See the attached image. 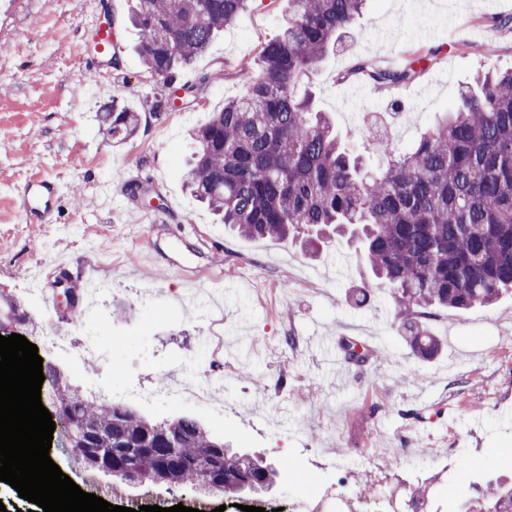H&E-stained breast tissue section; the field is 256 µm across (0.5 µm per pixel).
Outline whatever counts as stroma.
Here are the masks:
<instances>
[{
  "label": "stroma",
  "instance_id": "stroma-1",
  "mask_svg": "<svg viewBox=\"0 0 512 512\" xmlns=\"http://www.w3.org/2000/svg\"><path fill=\"white\" fill-rule=\"evenodd\" d=\"M134 0H0V308L13 299L38 333L51 328L77 345L100 337L88 365L41 351L67 384L90 392L111 382L114 401L158 422L194 416L221 440L269 460L297 456L300 474L261 494L266 512H303L307 482L333 492L375 494L360 512H383V492L426 490L425 512H448L487 482L512 481V293L488 307L439 309L422 325L443 341L432 361L409 351L393 306L375 290L366 305L351 297L371 273L339 237L320 257L293 242L232 233L184 188L190 134L244 86L233 74L278 34L288 0H261L219 33L177 75L194 83L221 71L189 106L169 110L163 81L144 66L129 22ZM512 0H367L334 53L303 78L316 110L352 133L375 122L412 146L435 114L457 105L461 86L481 69H512ZM112 24V56L91 39ZM437 54L409 87L381 91L345 80L356 56L401 66L415 50ZM139 112L135 137L110 143L100 115L112 105ZM91 157L80 164L76 153ZM45 177L59 187L34 224L23 218V191ZM149 187L155 206L125 193ZM110 250L98 276L109 289L68 307L54 282L82 276L96 252ZM224 342L231 366L217 398L223 410L192 400L150 398L159 375L184 378ZM351 336L380 358L336 377L331 349ZM50 458L77 485L114 482L75 465L62 430Z\"/></svg>",
  "mask_w": 512,
  "mask_h": 512
}]
</instances>
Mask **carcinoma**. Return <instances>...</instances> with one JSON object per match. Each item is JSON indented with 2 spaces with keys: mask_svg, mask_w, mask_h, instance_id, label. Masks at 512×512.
<instances>
[{
  "mask_svg": "<svg viewBox=\"0 0 512 512\" xmlns=\"http://www.w3.org/2000/svg\"><path fill=\"white\" fill-rule=\"evenodd\" d=\"M365 0H288L282 34L261 47L253 67L235 76L246 94L192 133L194 152L186 187L222 216L239 236L292 240L317 256L323 239L349 234L373 281L386 288L407 345L421 359L440 343L420 317L433 309L467 310L512 290V70L480 71L459 93V105L404 149L365 123L357 141L375 143L385 157L365 168L329 119L312 109L310 94L298 93L302 77L315 71L360 15ZM250 0H136L131 22L139 30L137 51L154 75L165 78L166 96L189 100L219 81L214 71L192 85H175L176 71L203 54L214 36L235 23ZM429 49L401 68L358 58L343 75H358L379 88L408 86ZM102 122L119 142L138 131L137 112L112 106ZM52 405L73 411L103 447L141 448L133 466L155 484L199 485L212 481L205 466L224 449V494H238L237 479L250 472L257 489L284 475L285 460L268 463L234 452L193 417L154 422L121 403L88 399L67 384L47 379ZM185 437L181 452L196 471L163 465L148 447L171 427ZM455 512H512V483L490 482L478 498L458 502Z\"/></svg>",
  "mask_w": 512,
  "mask_h": 512,
  "instance_id": "cac0c4a2",
  "label": "carcinoma"
}]
</instances>
